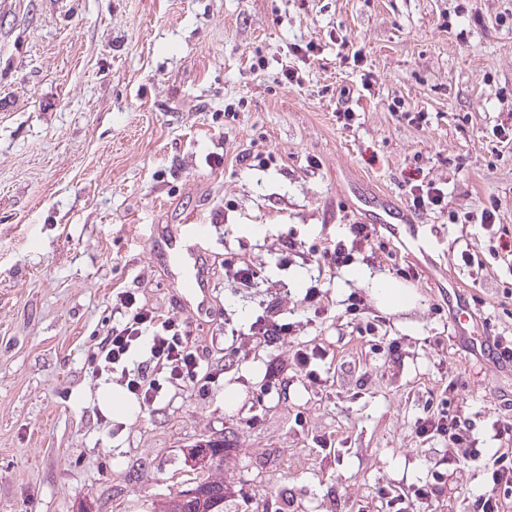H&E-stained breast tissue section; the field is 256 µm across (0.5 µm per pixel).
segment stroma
I'll list each match as a JSON object with an SVG mask.
<instances>
[{
	"label": "stroma",
	"mask_w": 512,
	"mask_h": 512,
	"mask_svg": "<svg viewBox=\"0 0 512 512\" xmlns=\"http://www.w3.org/2000/svg\"><path fill=\"white\" fill-rule=\"evenodd\" d=\"M344 38L358 65L342 63ZM310 42L298 64L292 47ZM286 65L300 83L282 81ZM500 128L512 129V0H0V512H150L192 477L188 448L228 429L224 479L254 512L283 497L297 512H387L379 486L428 481L446 445L414 433L423 397L459 382L487 417L512 392V371L458 351L451 314L433 310L446 279L482 300L474 336H512V267L490 259L480 225L460 227L493 205L512 228ZM244 151L262 163L238 165ZM411 179L446 193L418 215L427 255L317 266L308 246L355 221L337 205L350 181L403 202ZM192 218L213 225V300L196 329L219 384L110 413L86 356L112 327V292L185 319L148 243ZM289 237L301 249L287 252ZM228 252L245 254L250 285ZM400 260L420 279L400 277ZM317 279L324 315L302 302ZM353 294L399 340V371L347 316ZM271 295L286 328L248 345L238 331ZM315 347L327 359L312 379L297 352ZM228 350L243 359L226 374ZM344 365L358 384L338 380ZM324 435L346 444L335 461L313 443ZM449 482L455 498L408 512H462L489 489L474 463Z\"/></svg>",
	"instance_id": "obj_1"
}]
</instances>
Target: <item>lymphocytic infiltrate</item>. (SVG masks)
<instances>
[{
  "instance_id": "obj_1",
  "label": "lymphocytic infiltrate",
  "mask_w": 512,
  "mask_h": 512,
  "mask_svg": "<svg viewBox=\"0 0 512 512\" xmlns=\"http://www.w3.org/2000/svg\"><path fill=\"white\" fill-rule=\"evenodd\" d=\"M374 227L352 224L347 238L327 240L311 247L317 264L335 270L349 265L354 254L373 264L377 252L388 245L375 241ZM118 319L111 331L88 354L87 362L96 374L115 376L139 403L141 409L153 408L167 387H189L206 394L218 383L220 375L205 368L191 323L179 322L138 303L134 293L118 290L112 302ZM460 386L448 384L442 393L428 398L415 421V432L425 442L446 443L444 456L433 464L431 481L411 483L397 488L379 487V497L393 506L411 501L427 503L445 494L447 467L458 461L483 464L491 492L478 495L465 504V512H501L504 499L512 497V398L501 396L500 407L490 421L493 438L500 446L495 452L481 448L476 417L457 403Z\"/></svg>"
}]
</instances>
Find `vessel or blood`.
<instances>
[{"mask_svg":"<svg viewBox=\"0 0 512 512\" xmlns=\"http://www.w3.org/2000/svg\"><path fill=\"white\" fill-rule=\"evenodd\" d=\"M344 205L356 217L370 216L372 225L384 228L392 238L408 240L414 248H421L416 216L394 196L382 191L359 194L345 200ZM211 231V224L194 220L173 230L156 231L150 238L154 258L171 270L174 296L181 299L193 319L207 310L212 298L211 283L202 265L203 246Z\"/></svg>","mask_w":512,"mask_h":512,"instance_id":"b4317fda","label":"vessel or blood"}]
</instances>
